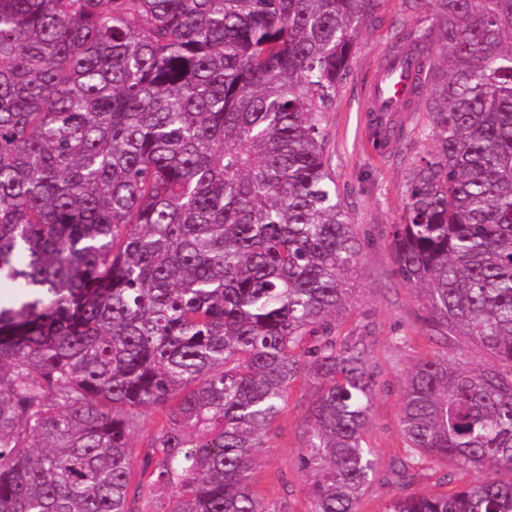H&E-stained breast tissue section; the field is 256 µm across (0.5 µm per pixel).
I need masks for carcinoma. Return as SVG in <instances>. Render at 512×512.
I'll return each mask as SVG.
<instances>
[{"mask_svg":"<svg viewBox=\"0 0 512 512\" xmlns=\"http://www.w3.org/2000/svg\"><path fill=\"white\" fill-rule=\"evenodd\" d=\"M380 2L0 0V512H280L251 470L300 380L309 512H359L373 345L325 119ZM406 5L430 149L387 238L445 351L391 474L451 488L383 512H512V0Z\"/></svg>","mask_w":512,"mask_h":512,"instance_id":"1","label":"carcinoma"}]
</instances>
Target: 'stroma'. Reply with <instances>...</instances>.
Segmentation results:
<instances>
[{
    "label": "stroma",
    "instance_id": "obj_1",
    "mask_svg": "<svg viewBox=\"0 0 512 512\" xmlns=\"http://www.w3.org/2000/svg\"><path fill=\"white\" fill-rule=\"evenodd\" d=\"M404 0H382L380 9L358 35L346 77L336 103L326 116L327 155L352 223L369 236L352 280L353 299L343 323L350 331L369 323L374 328L373 369L376 388L366 433L378 461V481L367 491L362 512H382L396 495L433 491L443 476L441 468H427L406 485L389 483L394 458L403 448L399 424L401 386L411 363L419 356L437 352L427 337L428 315L415 291L393 274L385 231L400 223L405 208L404 185L411 163L428 143L419 135L429 122L425 109L401 112V138L392 139L385 154L366 148L365 131L372 74L394 42L395 24L405 17ZM406 337L395 346L393 337ZM312 390L294 384L288 403L257 456L252 472L256 489L275 501L282 512H307L309 500L304 477L296 466L303 446Z\"/></svg>",
    "mask_w": 512,
    "mask_h": 512
}]
</instances>
